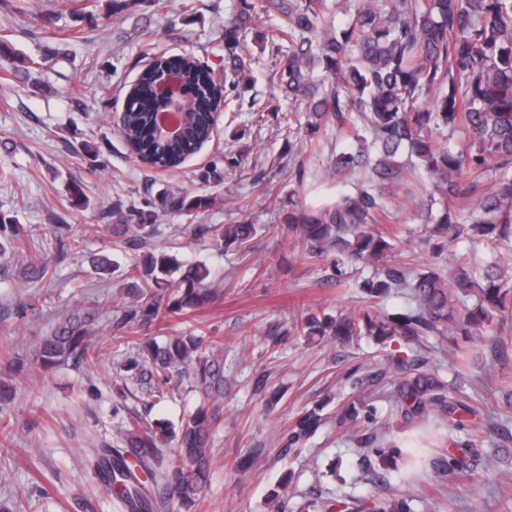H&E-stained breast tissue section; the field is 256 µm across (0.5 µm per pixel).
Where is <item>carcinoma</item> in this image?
Returning <instances> with one entry per match:
<instances>
[{
  "instance_id": "cac0c4a2",
  "label": "carcinoma",
  "mask_w": 512,
  "mask_h": 512,
  "mask_svg": "<svg viewBox=\"0 0 512 512\" xmlns=\"http://www.w3.org/2000/svg\"><path fill=\"white\" fill-rule=\"evenodd\" d=\"M338 8L348 16L343 28L332 20ZM271 14L276 22L261 32V41L285 49V54L277 70L280 95L269 98L262 111L274 113L284 129L288 155H293L299 132L310 143L328 121L343 126L355 116L357 147L336 158V171H367L366 182L333 204L319 210L295 205L288 212L286 228L295 234L294 261H329L338 284L345 279L347 264L376 265L359 284L368 303L336 318L307 313L294 321V333L344 342L360 336H479L494 316L511 319L512 0H237L233 14L224 19V96L242 97L249 77L248 34ZM171 69L180 72L192 107L184 136L161 143L152 121L162 105L148 93L157 77ZM213 81L214 71L192 55L154 57L126 93L129 112L121 137L129 149L169 169L197 153L212 136ZM283 99L295 108L282 110ZM442 128L461 130L465 137L453 147L443 146L434 138ZM426 179L432 192L414 199V208L442 243L434 249L437 261L416 272L395 253L401 230L391 224L385 190ZM211 203L204 195L165 189L145 201V208L129 207L137 223L125 224L114 234L122 237L133 229L143 255L126 269L131 300L114 310L116 329L160 325L212 302L215 291L207 267L147 250L159 213L191 217ZM61 228L68 232L67 249L84 255L89 230L71 224ZM189 230L195 237L213 234L224 248L238 251L257 234V226L248 222L222 229L191 224ZM464 235L493 253L507 251L508 267L491 262L482 269L481 280H473L470 255L451 250ZM27 247L24 225L0 214V256ZM445 253L446 266L438 261ZM89 263L101 279L119 267L110 250L89 254ZM178 271L181 275L173 278ZM48 273L49 265L36 259L20 269L32 280ZM394 289L408 291L413 306L384 315L373 301ZM471 296L476 303L470 307ZM96 322V315L85 310L65 316L42 338L36 363L44 369L68 362L77 368L95 364L104 356L94 340ZM124 343L136 350L120 366L119 400L112 405L115 440L93 449L91 466L120 512H154L158 505L140 470L177 499L180 509L193 512L210 485L217 407L224 400V339L189 330L163 342L119 341ZM187 377L199 394L194 410L177 425L149 419L155 403L179 392ZM129 393L135 399L131 405ZM393 398L404 421L435 414L450 435L465 428L461 415L474 412L459 396L446 393L432 373L405 380ZM322 425L320 408L304 411L284 447L311 437ZM387 435L386 429H378L365 442L375 445L380 456L397 452ZM480 442L475 428L454 453L433 462L435 474L473 470ZM419 500L413 492L376 498L371 500L372 512H416Z\"/></svg>"
}]
</instances>
